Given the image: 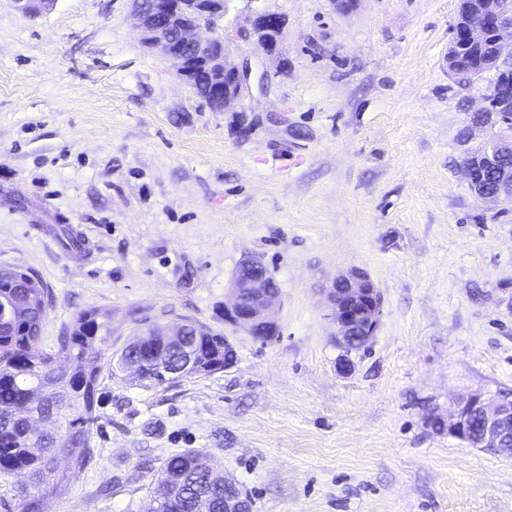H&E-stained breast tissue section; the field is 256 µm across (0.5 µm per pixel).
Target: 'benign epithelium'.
Instances as JSON below:
<instances>
[{"instance_id": "benign-epithelium-1", "label": "benign epithelium", "mask_w": 512, "mask_h": 512, "mask_svg": "<svg viewBox=\"0 0 512 512\" xmlns=\"http://www.w3.org/2000/svg\"><path fill=\"white\" fill-rule=\"evenodd\" d=\"M155 9L137 5V19L142 41L172 60L180 76L195 84L200 75H217L223 87L211 90L207 101L213 109L222 111L231 101L249 89L251 68L243 65L230 68L225 62V37L218 30L217 18L224 13V0H194V14L188 15L182 0H157ZM470 19L457 20L462 26L460 35L452 36L448 47V74L458 73L457 64L464 52L480 49L478 66L470 70L472 85L477 86L486 77L495 79V86L486 95L489 108L485 110L487 125L497 127L500 134L482 147L481 153L466 151L463 167L475 194L491 201L512 203V179L501 177L491 189L479 185L477 175L481 165L493 166L504 156L512 154V129L502 124L501 113L512 112V14L505 12L500 0H470ZM207 28L211 35L197 36ZM253 30L259 34L266 51L280 50L283 22L277 15L260 14L253 21ZM262 266L256 258L241 263L230 283V301L224 304V322L259 339L262 331H273L276 323L270 316L279 294L263 276H244L245 271ZM333 323L342 355L339 367L348 372L352 368L350 355L360 350L376 334L383 314V298L370 276L354 270L337 278L330 291ZM195 368L194 354L186 352L175 370L165 377L174 381L184 378ZM448 435L474 447L497 454L512 444V401L499 399L487 402L472 396L460 405L448 421Z\"/></svg>"}]
</instances>
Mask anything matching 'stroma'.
<instances>
[{
  "instance_id": "obj_1",
  "label": "stroma",
  "mask_w": 512,
  "mask_h": 512,
  "mask_svg": "<svg viewBox=\"0 0 512 512\" xmlns=\"http://www.w3.org/2000/svg\"><path fill=\"white\" fill-rule=\"evenodd\" d=\"M460 4L229 0L227 61L264 80L217 111L142 43L133 0H0V266L47 288L42 350L82 311L110 353L183 321L236 349L175 383L101 374L93 459L58 460L48 512H150L188 448L252 512H512V458L441 427L512 396V208L470 188L463 152L495 130L443 64ZM258 12L284 22L279 55ZM252 256L279 288L265 342L224 322ZM353 269L384 310L345 373L329 291Z\"/></svg>"
}]
</instances>
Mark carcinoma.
Returning <instances> with one entry per match:
<instances>
[{
  "label": "carcinoma",
  "mask_w": 512,
  "mask_h": 512,
  "mask_svg": "<svg viewBox=\"0 0 512 512\" xmlns=\"http://www.w3.org/2000/svg\"><path fill=\"white\" fill-rule=\"evenodd\" d=\"M49 307L43 288H12L0 284V476L26 472L37 486L27 496L21 512H45L46 501L57 496L64 477L55 476L58 456L69 459L72 469L81 470L90 461L91 426L102 357L97 337L102 327L91 311L79 313L72 331L59 337L53 352L39 350L42 328ZM183 342L196 347L205 366L224 368V335L201 328H187ZM162 347L156 336L129 345L109 357V374L115 376L138 365L141 381L162 383L151 363L152 351ZM38 415L54 429L39 434L32 442L28 421ZM153 512H224V495L231 488L209 478L201 453L184 450L168 457L150 483Z\"/></svg>",
  "instance_id": "carcinoma-1"
}]
</instances>
